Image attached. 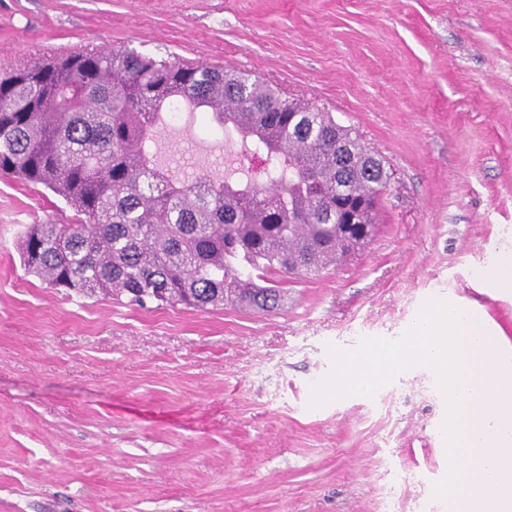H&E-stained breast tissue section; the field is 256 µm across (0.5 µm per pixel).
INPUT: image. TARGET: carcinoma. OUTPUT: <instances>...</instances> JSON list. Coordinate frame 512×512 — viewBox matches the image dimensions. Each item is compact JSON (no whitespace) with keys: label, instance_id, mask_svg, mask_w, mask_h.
<instances>
[{"label":"carcinoma","instance_id":"1","mask_svg":"<svg viewBox=\"0 0 512 512\" xmlns=\"http://www.w3.org/2000/svg\"><path fill=\"white\" fill-rule=\"evenodd\" d=\"M178 102L266 155L270 186L177 181L152 147ZM0 176L74 211L33 224L28 272L52 288L132 304L268 312L284 277L346 260L349 212L376 230L385 161L332 113L219 64L84 47L0 75Z\"/></svg>","mask_w":512,"mask_h":512}]
</instances>
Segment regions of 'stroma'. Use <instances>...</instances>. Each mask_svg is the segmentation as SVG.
I'll return each instance as SVG.
<instances>
[{"label": "stroma", "mask_w": 512, "mask_h": 512, "mask_svg": "<svg viewBox=\"0 0 512 512\" xmlns=\"http://www.w3.org/2000/svg\"><path fill=\"white\" fill-rule=\"evenodd\" d=\"M86 45L221 63L331 112L386 162L379 228L284 306L196 311L52 288L19 242L72 214L0 176V512H448L430 378L309 409L327 344L396 339L430 298L512 342V0H0V70ZM158 166L244 183L230 129L167 125ZM488 273L497 288H512V253L498 257L489 267Z\"/></svg>", "instance_id": "stroma-1"}]
</instances>
